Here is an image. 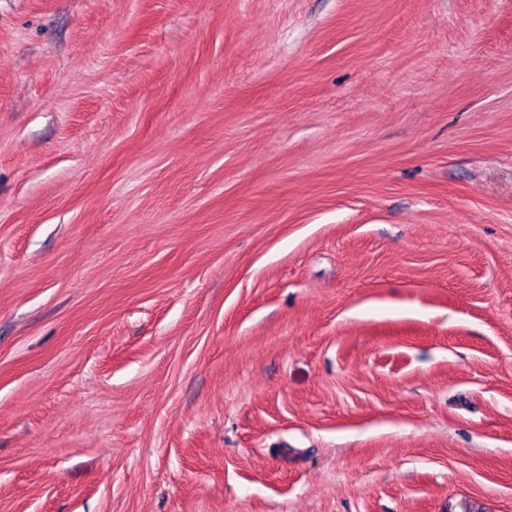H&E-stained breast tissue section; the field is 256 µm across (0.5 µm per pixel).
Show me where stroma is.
I'll use <instances>...</instances> for the list:
<instances>
[{
  "instance_id": "1",
  "label": "stroma",
  "mask_w": 512,
  "mask_h": 512,
  "mask_svg": "<svg viewBox=\"0 0 512 512\" xmlns=\"http://www.w3.org/2000/svg\"><path fill=\"white\" fill-rule=\"evenodd\" d=\"M0 512H512V0H0Z\"/></svg>"
}]
</instances>
